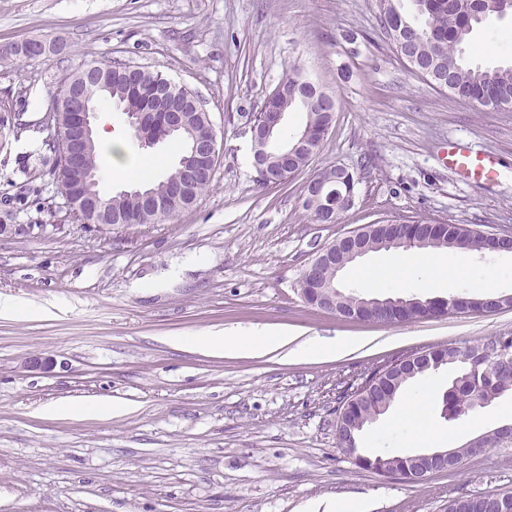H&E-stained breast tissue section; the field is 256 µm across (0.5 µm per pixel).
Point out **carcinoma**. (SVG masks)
<instances>
[{
  "label": "carcinoma",
  "mask_w": 512,
  "mask_h": 512,
  "mask_svg": "<svg viewBox=\"0 0 512 512\" xmlns=\"http://www.w3.org/2000/svg\"><path fill=\"white\" fill-rule=\"evenodd\" d=\"M486 6L464 4L461 0H444L433 3L425 11L416 8V0H380V16L395 12L402 15L412 28L406 38L413 56L419 64L448 83V93L470 105L493 109L512 107V65L482 66L471 61L464 51L475 29H489L494 25L483 17ZM87 74L83 86L84 94L94 104L116 102L118 100L132 106L144 102L139 90L149 88L159 82L161 74L144 69L131 76L121 62L110 64L91 63L72 73L77 76ZM311 95H326L322 86L310 80L300 64H293L288 73V111L306 114L302 130L315 132L326 124L335 111H328L313 103H304L298 91ZM416 227L406 225L398 228L379 226L372 235L377 240L390 239L384 250L417 252L426 249H446L450 252L479 250L477 237L459 224H450L442 234L429 232L430 222L415 221ZM470 352V361L459 359L461 351ZM447 361L442 366L448 368L451 377L448 390L442 394L441 414L447 420H457L481 408L487 399L494 400L512 391V366L487 372L484 370L478 346L450 347L442 352ZM436 372L428 368L411 375L400 369L378 380L370 393L358 401L351 411V424L365 426L385 414L392 403L401 396L412 382L423 380ZM415 455H387L376 453L360 454L356 466L372 472L379 470H404L414 466ZM448 512H512V491L488 492L469 498H454L448 501Z\"/></svg>",
  "instance_id": "1"
}]
</instances>
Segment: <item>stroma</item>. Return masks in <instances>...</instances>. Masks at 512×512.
<instances>
[{"instance_id":"stroma-1","label":"stroma","mask_w":512,"mask_h":512,"mask_svg":"<svg viewBox=\"0 0 512 512\" xmlns=\"http://www.w3.org/2000/svg\"><path fill=\"white\" fill-rule=\"evenodd\" d=\"M379 0H0V49L47 36L66 49L0 58V512H312L356 498L368 512H446L449 499L512 490V443L419 482L358 468L336 437L346 390L400 353L512 333V309L395 326L307 304L303 273L336 237L383 220L512 231V109L462 103L412 73L386 38ZM476 62L512 61V16L476 33ZM135 62L199 94L220 158L210 190L160 224L81 223L55 180L43 126L61 80L91 62ZM336 97L308 167L260 185L244 115L294 63ZM493 157V179L449 169V141ZM342 164L357 176L339 223L302 208L304 185ZM439 297L512 293V253H470ZM287 328L356 336L336 359L290 363L179 350L166 337ZM48 369L29 368L30 359ZM447 371L410 385L443 448L512 425V393L474 426L441 417ZM112 401L109 418L58 420L43 405ZM418 423L373 421L359 453L427 450Z\"/></svg>"}]
</instances>
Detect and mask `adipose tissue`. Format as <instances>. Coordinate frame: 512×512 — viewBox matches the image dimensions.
<instances>
[{
  "label": "adipose tissue",
  "mask_w": 512,
  "mask_h": 512,
  "mask_svg": "<svg viewBox=\"0 0 512 512\" xmlns=\"http://www.w3.org/2000/svg\"><path fill=\"white\" fill-rule=\"evenodd\" d=\"M97 141L105 166L113 176L127 180L150 178L158 169L157 159L142 156L131 149L128 140L112 129L109 118H101ZM467 269L466 257H459L455 266L442 265L433 250L398 257L391 264L361 272L363 287L374 288L384 279H392L402 285L411 278H418L422 287L434 288L447 283L449 277L462 276ZM171 345L220 356H268L284 353L286 359L300 362L334 357L362 347V340L341 337H310L300 345L282 332H269L254 328L247 332H194L170 337Z\"/></svg>",
  "instance_id": "1"
}]
</instances>
